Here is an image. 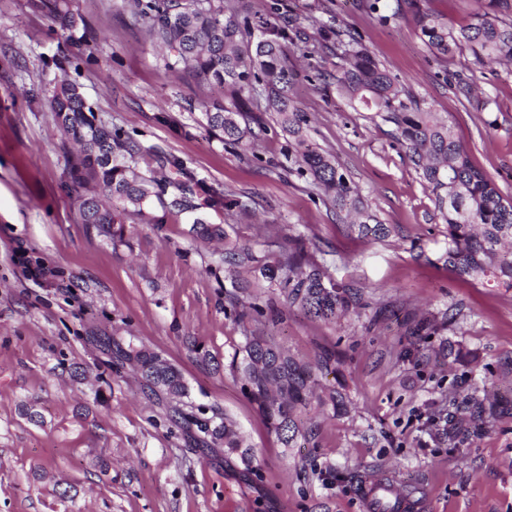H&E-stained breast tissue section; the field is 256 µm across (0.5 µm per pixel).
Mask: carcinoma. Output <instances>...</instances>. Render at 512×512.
Instances as JSON below:
<instances>
[{
  "label": "carcinoma",
  "mask_w": 512,
  "mask_h": 512,
  "mask_svg": "<svg viewBox=\"0 0 512 512\" xmlns=\"http://www.w3.org/2000/svg\"><path fill=\"white\" fill-rule=\"evenodd\" d=\"M126 2L145 21L151 38L168 50L167 69L188 71L229 90L233 107L203 105L210 132L241 144L248 130L239 117L252 100L265 99L278 113L283 129L297 140V173L310 176L337 210L359 215L361 234L375 239L387 235L386 225L364 209L357 187L335 159L304 139L307 117L290 97L288 30L261 38L244 51L240 41L247 36L249 24L232 10L224 16V0ZM32 6L68 32L85 25L69 0H32ZM418 24L425 45L444 60L467 51L479 66L512 61V0H486L484 10L465 26L456 27L428 10L419 12ZM334 35L336 54L344 60L336 70V89L352 105L376 107L396 127L398 142L436 195L446 224L448 267L462 277L482 275L512 288V201L503 198L494 182L472 164L447 123L405 101V88L354 34L337 30ZM47 105L64 135L80 145V152L68 159L64 188L74 196L81 223L96 228L119 225L128 216L145 218L159 209L165 216L188 217L192 231L202 240L227 238L224 226L207 218V211L219 212L231 205L223 189L211 187L199 196V182L181 161L160 147L143 148L122 129L97 120L75 83L62 81ZM143 152L157 168L139 173L135 156ZM244 271L259 273L278 291L285 307L300 308L313 318L334 321L353 301L349 288L334 281L324 266L310 261L298 245L282 248L272 261L249 244L225 252L224 280L231 287H239ZM241 352L239 368L248 394L284 446L293 447L300 433L299 406L335 355L325 352L315 365L301 364L259 336L245 337ZM119 356L135 362L142 378L170 398L188 397L181 373L156 353L131 348L119 351ZM176 414V422L224 441L228 451L240 447L232 425L211 409L199 405Z\"/></svg>",
  "instance_id": "cac0c4a2"
}]
</instances>
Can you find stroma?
I'll return each mask as SVG.
<instances>
[{
	"label": "stroma",
	"instance_id": "stroma-1",
	"mask_svg": "<svg viewBox=\"0 0 512 512\" xmlns=\"http://www.w3.org/2000/svg\"><path fill=\"white\" fill-rule=\"evenodd\" d=\"M229 2L257 39L295 20L288 54L306 138L389 232L360 235L296 173L277 113H244L243 148L210 134L200 105L223 90L167 69L124 0H74L88 25L78 43L31 0H0V512H379L363 486L385 476L416 490L421 512H512V288L454 274L435 196L394 125L337 93L334 52H301L322 26L354 32L512 198V63L441 59L417 23L430 10L466 24L485 0H385L399 12L387 23L366 0ZM63 80L105 124L222 187L233 205L209 218L229 225V240L274 256L301 238L357 293L355 308L317 320L284 309L260 280L263 314L239 321L218 262L226 242L196 239L171 216L127 219L114 241L87 233L63 188L74 146L45 105ZM423 321L434 334H419ZM248 336L304 363L336 354L293 447L267 428L233 365ZM120 346L176 367L193 405L231 421L239 451L176 425ZM336 390L348 401L339 413L326 403ZM487 392L499 405L477 427L471 408Z\"/></svg>",
	"mask_w": 512,
	"mask_h": 512
}]
</instances>
